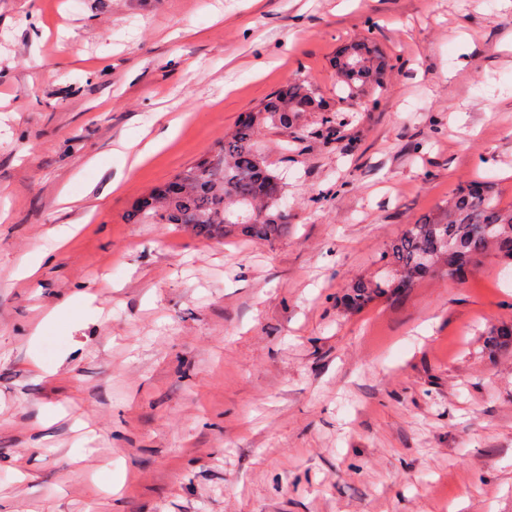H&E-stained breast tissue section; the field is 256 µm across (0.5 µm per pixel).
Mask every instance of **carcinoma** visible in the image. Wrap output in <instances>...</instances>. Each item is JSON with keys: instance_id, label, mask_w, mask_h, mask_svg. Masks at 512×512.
Returning <instances> with one entry per match:
<instances>
[{"instance_id": "obj_1", "label": "carcinoma", "mask_w": 512, "mask_h": 512, "mask_svg": "<svg viewBox=\"0 0 512 512\" xmlns=\"http://www.w3.org/2000/svg\"><path fill=\"white\" fill-rule=\"evenodd\" d=\"M362 70L343 78L345 85L375 73L374 58L354 55ZM322 101L305 79L298 78L249 113L234 133L224 138L173 181L139 201L130 216L138 224H180L209 239L237 232L271 241L282 236L288 214L282 208L285 183L270 170L257 142L264 126H286L301 112H321ZM512 263V205L505 206L484 179L457 187L448 204L411 224L379 257L380 271L371 281H357L347 294L361 309L390 291L440 269L464 278L491 252Z\"/></svg>"}]
</instances>
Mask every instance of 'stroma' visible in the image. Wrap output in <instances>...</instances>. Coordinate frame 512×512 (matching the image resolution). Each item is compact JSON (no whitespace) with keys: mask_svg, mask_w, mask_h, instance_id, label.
I'll return each instance as SVG.
<instances>
[{"mask_svg":"<svg viewBox=\"0 0 512 512\" xmlns=\"http://www.w3.org/2000/svg\"><path fill=\"white\" fill-rule=\"evenodd\" d=\"M509 42L500 0H0V512H512V264L344 301L460 183L512 204ZM300 77L334 121L259 134L284 236L129 221ZM176 118L120 188L89 167Z\"/></svg>","mask_w":512,"mask_h":512,"instance_id":"35a3bbf8","label":"stroma"}]
</instances>
